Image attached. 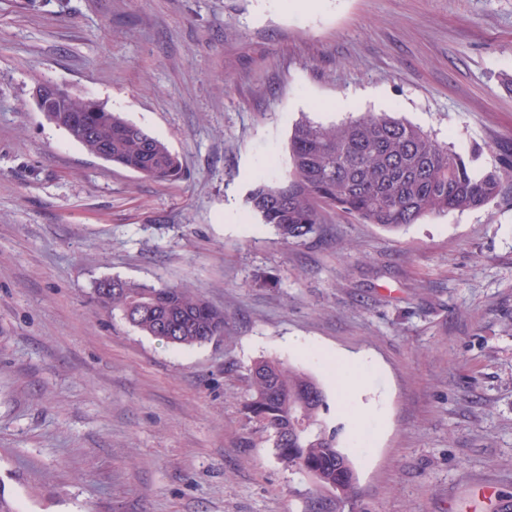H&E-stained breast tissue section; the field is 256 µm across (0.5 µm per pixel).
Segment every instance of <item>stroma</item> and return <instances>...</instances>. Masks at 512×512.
Masks as SVG:
<instances>
[{
  "label": "stroma",
  "instance_id": "1",
  "mask_svg": "<svg viewBox=\"0 0 512 512\" xmlns=\"http://www.w3.org/2000/svg\"><path fill=\"white\" fill-rule=\"evenodd\" d=\"M51 82L178 155L160 184L36 108ZM387 112L479 170L512 160V0H0V496L14 512H512V181L387 231L283 244L247 196L302 118ZM184 286L223 336L175 347L93 300ZM324 350L368 359L343 412ZM315 376L359 496L245 417L253 362ZM367 441L350 447L352 432Z\"/></svg>",
  "mask_w": 512,
  "mask_h": 512
}]
</instances>
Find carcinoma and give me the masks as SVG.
Here are the masks:
<instances>
[{"label":"carcinoma","instance_id":"carcinoma-1","mask_svg":"<svg viewBox=\"0 0 512 512\" xmlns=\"http://www.w3.org/2000/svg\"><path fill=\"white\" fill-rule=\"evenodd\" d=\"M46 119L64 129L90 153L167 183L180 177L177 157L166 143L101 104L84 111V99L64 91L44 104ZM290 167L262 176L248 203L278 238L288 244L315 234L325 212L340 211L396 231L451 211L484 207L512 177V163L478 172L450 146L419 127L386 113L365 112L339 125L308 118L289 139ZM94 296L108 311L147 336L175 347H193L224 335L226 316L186 288L103 278ZM247 419L267 433L291 470L314 466L337 497L358 496L348 456L338 446V428L323 417L326 395L307 373L278 360L256 361L249 370Z\"/></svg>","mask_w":512,"mask_h":512}]
</instances>
